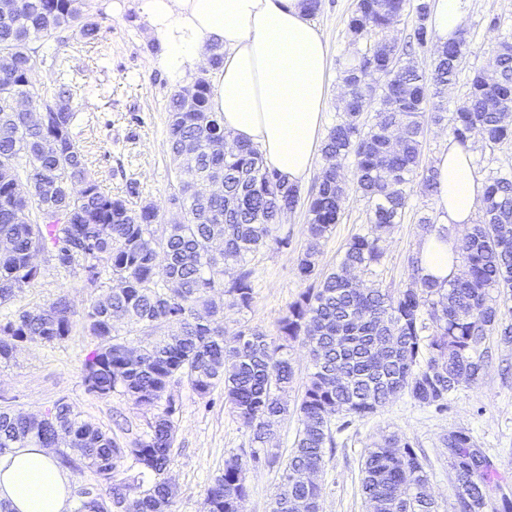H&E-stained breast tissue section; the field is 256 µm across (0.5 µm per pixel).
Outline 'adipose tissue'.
Returning <instances> with one entry per match:
<instances>
[{
	"instance_id": "adipose-tissue-1",
	"label": "adipose tissue",
	"mask_w": 512,
	"mask_h": 512,
	"mask_svg": "<svg viewBox=\"0 0 512 512\" xmlns=\"http://www.w3.org/2000/svg\"><path fill=\"white\" fill-rule=\"evenodd\" d=\"M159 54L152 65L181 79L207 67V47L221 46L213 70L211 107L224 119L227 148L259 147L265 163L291 184L312 170L328 94V48L299 0H133ZM432 195L438 225L467 227L478 213L484 185L470 148L448 141L434 162ZM455 238H423L422 275L438 281L457 272ZM71 477L48 448L0 454V501L11 512H65Z\"/></svg>"
}]
</instances>
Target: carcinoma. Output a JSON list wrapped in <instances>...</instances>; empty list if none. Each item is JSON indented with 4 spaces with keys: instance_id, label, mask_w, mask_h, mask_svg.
<instances>
[{
    "instance_id": "1",
    "label": "carcinoma",
    "mask_w": 512,
    "mask_h": 512,
    "mask_svg": "<svg viewBox=\"0 0 512 512\" xmlns=\"http://www.w3.org/2000/svg\"><path fill=\"white\" fill-rule=\"evenodd\" d=\"M405 7L406 0H358L349 31L359 42L372 30L392 29ZM416 13L408 47L393 44L369 72L361 48L344 67L342 84L350 96L322 145L336 168L320 170L306 194L268 169L258 148H224V124L211 111L206 78L192 84L190 109L173 94L166 142L175 183L165 222L154 203L133 206L136 187L114 197L88 167L75 101L94 96L95 88L78 77L67 46L75 32L98 40L105 16L92 13L86 0H13L0 10V307L13 304L40 276L29 263L35 251L53 254L57 277L109 288L106 302L97 300L81 313L61 292L1 316L0 363H10L26 342H63L79 324L95 341L83 362L86 391L98 398L117 392L158 408L148 429L129 442L83 418L64 399L38 415L0 409V454L49 448L55 434L68 429L73 444L59 452L62 464L80 463L97 480L95 495L80 499L74 512H171L176 487L165 473L177 412L172 386L184 379L201 398L223 387L231 414L253 443L263 445L288 413L293 369L287 350L301 340L309 347L311 372L286 462L253 448L246 458L226 459L206 490L203 512H242L248 466L276 465L281 480L287 472L322 468L334 443L332 417L363 419L401 394L442 410L461 383L480 380L494 342L512 343V307L500 302L512 296L511 176L487 178L478 220L458 238L457 256L467 266L463 278L452 274L440 283L423 277L412 257L404 287L361 288L348 271H369L383 255L380 237L370 233L351 239L336 268L319 265L320 245L349 191L367 200L369 223L377 229L402 222L416 178L421 192L435 191L434 166L419 169L425 125L446 123L449 137L462 145L477 129L490 146L512 143V123L498 108L499 101L512 99V42H503L497 53L499 84H487L479 71L469 74L468 107L448 114L436 98L459 80L468 31L463 27L438 45L427 25V0H419ZM430 46L435 58L427 75L410 51ZM36 69L54 76L52 90L33 85ZM24 96L40 121L16 111ZM376 96L387 103L368 122L363 112ZM351 155L349 183L339 176ZM185 168L194 178L182 177ZM217 179L224 181V194L198 196V182ZM300 206L306 207L309 241L296 258V272L305 288L278 321L277 336L248 325L226 336L224 307L252 308L251 261L271 245L288 248L282 215ZM218 240L220 253L213 249ZM122 320L146 338L132 344L120 333ZM438 360L446 363L441 376L431 371ZM338 372L348 382L329 385ZM450 447L456 452L448 463L460 477L459 512H484L487 492L500 488L496 470L468 431H455ZM128 460L138 471L135 485L117 478ZM360 483L372 512H436L422 460L396 435L369 449ZM271 512H322L321 488L290 482L279 489Z\"/></svg>"
}]
</instances>
